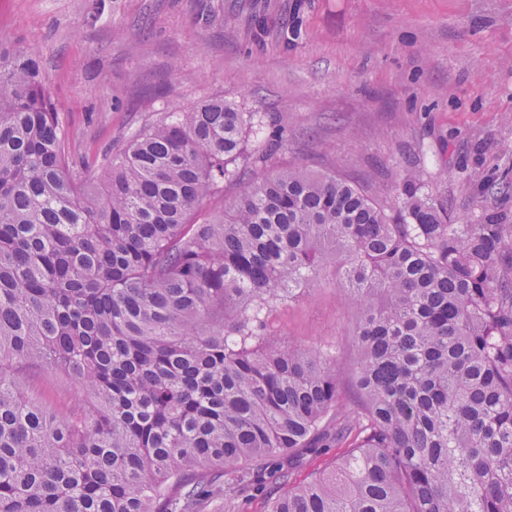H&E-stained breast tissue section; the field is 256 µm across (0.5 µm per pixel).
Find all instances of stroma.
<instances>
[{"instance_id": "obj_1", "label": "stroma", "mask_w": 512, "mask_h": 512, "mask_svg": "<svg viewBox=\"0 0 512 512\" xmlns=\"http://www.w3.org/2000/svg\"><path fill=\"white\" fill-rule=\"evenodd\" d=\"M0 39L36 53L76 163L221 99L283 132L272 166L391 207L412 178L450 223L512 224V0H0ZM355 320L328 283L268 316L292 341L335 342L346 387ZM14 378L58 416L91 405L66 373Z\"/></svg>"}]
</instances>
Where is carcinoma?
<instances>
[{
	"mask_svg": "<svg viewBox=\"0 0 512 512\" xmlns=\"http://www.w3.org/2000/svg\"><path fill=\"white\" fill-rule=\"evenodd\" d=\"M267 127L211 100L76 169L34 53L0 41V512H199L246 481L267 512H512V224H450L412 182L393 210L301 166L243 182ZM330 262L353 401L335 345L267 323ZM18 365L92 408L57 416ZM339 448H330L329 454L327 456L314 457L307 456L303 457L295 470V477L297 482L303 481L310 476L311 473L321 472L327 468H329V462L331 458L336 455V453H340Z\"/></svg>",
	"mask_w": 512,
	"mask_h": 512,
	"instance_id": "cac0c4a2",
	"label": "carcinoma"
}]
</instances>
